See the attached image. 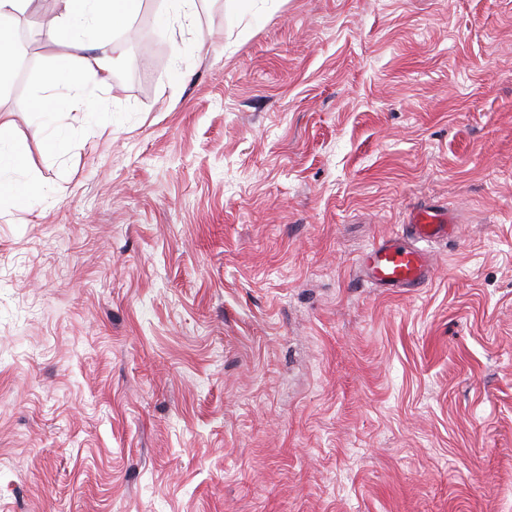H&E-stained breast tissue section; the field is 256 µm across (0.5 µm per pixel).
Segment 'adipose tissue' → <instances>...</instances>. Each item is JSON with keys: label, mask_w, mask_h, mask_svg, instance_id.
<instances>
[{"label": "adipose tissue", "mask_w": 512, "mask_h": 512, "mask_svg": "<svg viewBox=\"0 0 512 512\" xmlns=\"http://www.w3.org/2000/svg\"><path fill=\"white\" fill-rule=\"evenodd\" d=\"M59 16L46 21L40 30L48 42L65 40L68 51L61 62L37 82L32 91V119L54 128L56 112L53 91L56 86L75 83V110L81 111L86 124H93L99 92L112 84L111 42L102 33L109 28L129 24L139 8V0H62Z\"/></svg>", "instance_id": "1"}]
</instances>
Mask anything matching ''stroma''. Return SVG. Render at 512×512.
Segmentation results:
<instances>
[{
    "label": "stroma",
    "mask_w": 512,
    "mask_h": 512,
    "mask_svg": "<svg viewBox=\"0 0 512 512\" xmlns=\"http://www.w3.org/2000/svg\"><path fill=\"white\" fill-rule=\"evenodd\" d=\"M0 89V512H512V0H142L95 126ZM453 212L432 279L358 254ZM21 152L10 128V122H1L0 116V188L2 189V176L19 170L21 166Z\"/></svg>",
    "instance_id": "obj_1"
}]
</instances>
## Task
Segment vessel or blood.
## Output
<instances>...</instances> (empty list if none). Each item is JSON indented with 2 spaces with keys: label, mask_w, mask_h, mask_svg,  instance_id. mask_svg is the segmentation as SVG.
<instances>
[{
  "label": "vessel or blood",
  "mask_w": 512,
  "mask_h": 512,
  "mask_svg": "<svg viewBox=\"0 0 512 512\" xmlns=\"http://www.w3.org/2000/svg\"><path fill=\"white\" fill-rule=\"evenodd\" d=\"M451 212L424 206L411 212L401 229L369 244L356 259L357 272L379 288L423 287L433 273L426 243L455 234Z\"/></svg>",
  "instance_id": "b4317fda"
}]
</instances>
